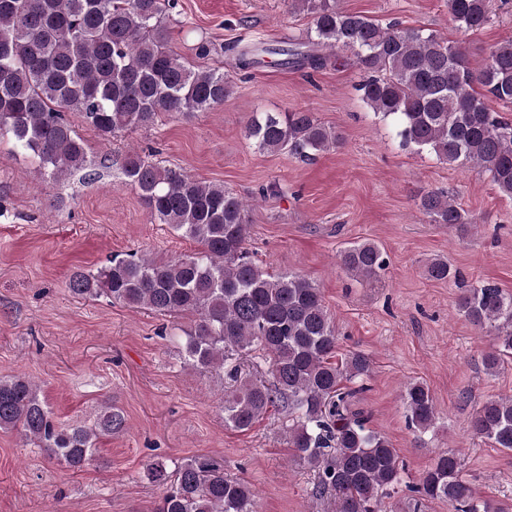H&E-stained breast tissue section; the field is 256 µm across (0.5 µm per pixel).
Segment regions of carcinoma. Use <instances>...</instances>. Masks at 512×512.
Returning a JSON list of instances; mask_svg holds the SVG:
<instances>
[{"instance_id":"carcinoma-1","label":"carcinoma","mask_w":512,"mask_h":512,"mask_svg":"<svg viewBox=\"0 0 512 512\" xmlns=\"http://www.w3.org/2000/svg\"><path fill=\"white\" fill-rule=\"evenodd\" d=\"M176 0H0V142L38 161L59 183L92 176L95 161L67 118L79 112L105 140L158 125L165 116L213 112L234 90L220 69L192 66L171 45L170 12ZM312 17L306 41L296 46L237 54L241 70L261 63L316 70L324 51L349 52L364 72L362 100L389 122L406 146L429 151L452 168L478 167L512 199V122L490 110V97L512 104V39L479 63L460 43L428 29L383 27L338 7L337 0H291ZM448 14L463 31L491 21L489 0H448ZM244 134L261 152L301 160L341 144L339 133L311 112H253ZM125 184L144 202L151 221L199 245L170 259L145 253L114 254L93 271H75L69 291L105 297L160 315L194 317L182 344L186 364L225 376L224 425L247 430L267 410H288L285 440L293 461L311 468L316 493L333 497L334 512H388L399 492L403 465L388 439L366 426L354 408L352 386L372 372L370 360L336 351L335 326L320 289L300 274H271L247 248L249 201L221 184L198 180L150 156L128 152L115 160ZM415 206L436 224L465 235L476 218L449 192L428 190ZM346 273L380 283L387 252L372 241L338 254ZM429 278L454 280L456 308L496 343L483 358L488 373L512 358V295L490 283L469 284L448 260L427 266ZM262 352L269 380L246 378L240 360ZM409 422L427 431L436 420L434 398L415 381L402 395ZM126 429L123 411L106 402L89 425L62 426L28 377L0 378V430L17 432L51 461L78 471L91 464L97 441ZM471 429L495 448L512 451V396L488 399L473 410ZM163 486L156 512H256L252 489L224 474V464L197 456L167 472L149 464ZM422 500H441L453 512H491L475 498L461 457L440 454L411 487Z\"/></svg>"}]
</instances>
